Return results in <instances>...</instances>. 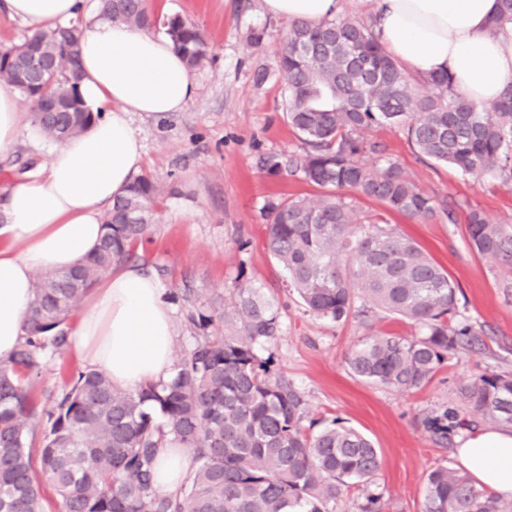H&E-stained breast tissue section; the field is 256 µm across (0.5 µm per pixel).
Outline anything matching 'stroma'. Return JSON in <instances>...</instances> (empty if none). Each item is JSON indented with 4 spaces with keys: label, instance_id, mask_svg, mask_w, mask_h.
I'll list each match as a JSON object with an SVG mask.
<instances>
[{
    "label": "stroma",
    "instance_id": "stroma-1",
    "mask_svg": "<svg viewBox=\"0 0 512 512\" xmlns=\"http://www.w3.org/2000/svg\"><path fill=\"white\" fill-rule=\"evenodd\" d=\"M158 21L171 16L195 24L209 47V60L193 69L198 89L183 111L136 112L133 127L143 139L141 170L159 189L155 220L138 247V266L156 274L166 292L190 289L202 302L224 295L236 277L260 286L279 305L281 328L269 350L281 372L304 395L313 418L339 420L355 428L380 450L381 468L368 490L350 488L334 512H361L365 493L379 495L385 512H421L425 475L433 468L457 466L453 448L438 447L422 420L451 402L456 389L485 371L512 372V300L503 282L512 267L475 257L467 248L465 217L478 209L512 224V190L488 176H464L450 166L422 161L395 125L373 126L363 133L384 146L409 180L452 217L425 223L408 220L375 201L361 204L363 216L386 220L417 242L458 285L461 316L483 332L481 348L444 362L425 387L399 392L352 376L350 349L379 333L413 336L415 327L393 316L366 323L352 317L336 323L306 312L285 287L282 271L265 247L261 211L280 197H312L316 188L300 176L270 170L268 156L300 152L302 143L281 111L283 83L276 60L289 21L264 13L262 0H146ZM266 27L261 47L248 40L252 29ZM270 76L255 85L254 72ZM52 141L21 135L0 153V207L24 173L43 168ZM85 364L72 348L47 359L32 381L39 407Z\"/></svg>",
    "mask_w": 512,
    "mask_h": 512
}]
</instances>
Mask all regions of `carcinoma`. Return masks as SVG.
<instances>
[{"instance_id":"obj_1","label":"carcinoma","mask_w":512,"mask_h":512,"mask_svg":"<svg viewBox=\"0 0 512 512\" xmlns=\"http://www.w3.org/2000/svg\"><path fill=\"white\" fill-rule=\"evenodd\" d=\"M103 13L150 30L145 0H100ZM191 69L207 60V44L179 16L165 23ZM37 48L56 60L47 91L61 112L32 110V123L54 142L76 137L101 117L79 97L78 50L44 37ZM285 84L282 112L302 152L269 158L272 170L299 174L321 189L313 198L280 197L265 206L267 249L304 307L333 322L362 313L409 321L410 336L376 334L350 350L349 372L361 380L409 392L427 385L449 357L480 344L458 319V286L412 239L388 223L364 230L358 203L380 202L418 222L453 209L440 207L408 179L399 163L362 132L401 127L423 160L464 175H490L512 187V88L489 107L457 95L446 72L407 75L372 29L347 17L290 24L276 62ZM0 82L27 100L35 80L17 60L0 61ZM372 154L368 163L364 156ZM158 187L133 178L104 218L105 234L83 264L46 274L35 286L26 336L0 362V512H42L28 447L36 422L41 471L56 488L61 512H333L352 487H368L380 453L360 432L319 425L304 395L261 350L279 335V309L262 288L238 276L224 303L208 307L189 292L183 304L193 344L168 383L137 392L112 385L99 371L73 376L49 410L37 409L30 385L47 355L67 345L76 304L115 265L130 262L154 220ZM466 245L480 258L512 264V225L483 211L466 216ZM482 422L512 426V373L491 372L459 386L454 403L423 419L435 443L449 431ZM186 447L192 469L174 492L154 480L158 448ZM421 512H512V501L480 489L463 470L439 466L425 477Z\"/></svg>"}]
</instances>
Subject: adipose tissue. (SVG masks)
<instances>
[{"label": "adipose tissue", "instance_id": "obj_1", "mask_svg": "<svg viewBox=\"0 0 512 512\" xmlns=\"http://www.w3.org/2000/svg\"><path fill=\"white\" fill-rule=\"evenodd\" d=\"M10 17L33 30L63 26L81 15L82 0H0ZM270 16L318 22L336 0H263ZM497 0H376L372 26L388 52L414 75L448 72L458 93L475 102L512 87V24L497 27ZM79 96L99 115L50 154L45 168L16 185L0 225V361L25 331L35 272L67 270L98 247L107 207L138 171L143 143L135 112L182 111L197 85L171 40L119 20L89 17L80 41ZM173 308L153 273L121 267L88 293L70 342L90 369L134 392L175 372ZM456 456L478 488L512 498V427H471ZM189 456L173 442L160 448L159 488L186 479Z\"/></svg>", "mask_w": 512, "mask_h": 512}]
</instances>
